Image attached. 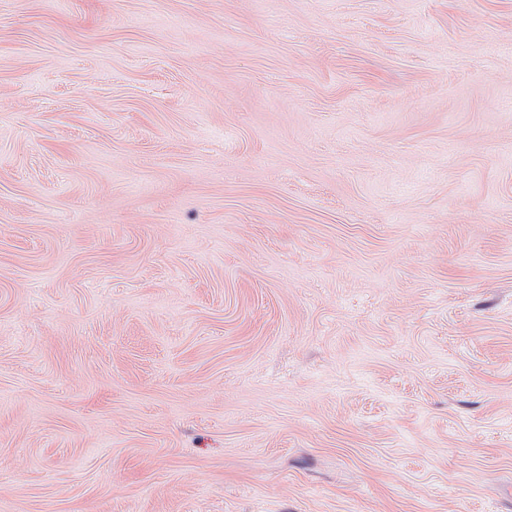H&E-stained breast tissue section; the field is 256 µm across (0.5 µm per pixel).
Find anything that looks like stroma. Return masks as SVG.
<instances>
[{"label":"stroma","instance_id":"stroma-1","mask_svg":"<svg viewBox=\"0 0 512 512\" xmlns=\"http://www.w3.org/2000/svg\"><path fill=\"white\" fill-rule=\"evenodd\" d=\"M0 512H512V0H0Z\"/></svg>","mask_w":512,"mask_h":512}]
</instances>
